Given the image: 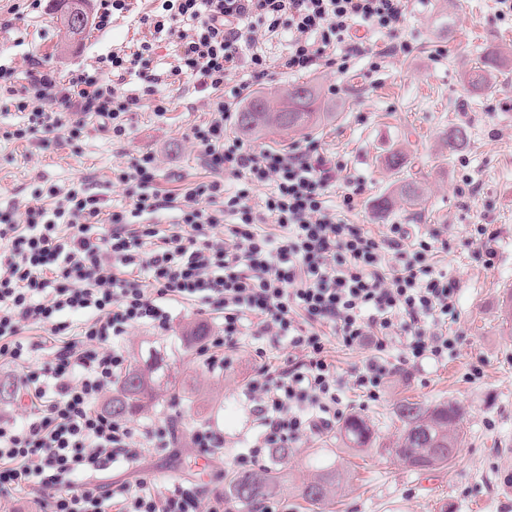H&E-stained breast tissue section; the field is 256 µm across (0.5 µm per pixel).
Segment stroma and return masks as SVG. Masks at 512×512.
<instances>
[{
	"instance_id": "1",
	"label": "stroma",
	"mask_w": 512,
	"mask_h": 512,
	"mask_svg": "<svg viewBox=\"0 0 512 512\" xmlns=\"http://www.w3.org/2000/svg\"><path fill=\"white\" fill-rule=\"evenodd\" d=\"M17 2L0 0V18L10 22L0 28V64L21 71L35 60L68 73L92 64L99 54L130 52L151 41L153 67L164 77L159 94L169 110L161 121L148 107L136 113L132 132L121 143L93 122L79 147H45L36 139H5L4 131L21 123L22 115L0 103V207L29 200L36 187H61L78 179L96 188L106 207L120 206L126 197L113 183L112 171L141 152L158 156L162 190L180 193L207 176L191 129L208 120L210 95L192 82L170 78L174 40L156 36L140 22L152 10L151 0H129V12L114 18L110 29L90 26L77 36L62 26L57 0L28 11L17 9ZM441 13L452 21L450 32L438 27ZM357 34L369 37L374 49L392 48L383 67L371 71L368 59L359 58L346 75L327 68L309 73L323 110L335 113V120L307 135L290 130L258 144L285 149L312 141L326 157L345 164L348 175L364 185L347 215L350 222L375 232L387 224H415L423 232L441 229L448 247L435 260L458 286L453 328L461 341L442 364L393 374L379 401L368 403L359 391H347L348 411L370 423L373 443L346 447L335 430L302 438L281 470L289 488L275 501L279 512H512V491L506 486L512 477V321L503 320L512 303V67L494 74L493 92L474 94L464 87L465 72L486 48L512 59V23L498 19L494 0H411L397 32L371 35L361 28ZM402 44L410 46V53L399 52ZM453 123L467 128L470 141L452 153L444 132ZM393 151L405 156L397 172L384 164ZM405 177L419 181L420 205H407L397 196ZM383 196L390 200L384 210L378 207ZM476 224L487 225L494 235L493 265L483 262L472 231ZM173 316L169 335L139 327L124 341L129 363H143L150 350H160L183 382L134 418L147 425L170 399L181 403L177 448L146 456L140 469L161 480L190 478L221 488L239 471L237 458L257 430L242 394L260 365L255 342L243 341L233 351L232 367L212 375L199 366L196 354H185L184 345L194 325L216 327L217 316L188 303L174 305ZM476 367L481 370L477 376L472 373ZM407 399L461 409L462 442L448 466L419 473L395 456L401 429L397 408ZM199 423L224 430L223 459L209 462L202 472L199 453L189 442ZM317 454L334 463L342 480L330 500L314 506L295 488L312 477L309 460Z\"/></svg>"
}]
</instances>
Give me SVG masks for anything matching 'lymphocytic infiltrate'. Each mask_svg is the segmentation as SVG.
Wrapping results in <instances>:
<instances>
[{"label": "lymphocytic infiltrate", "mask_w": 512, "mask_h": 512, "mask_svg": "<svg viewBox=\"0 0 512 512\" xmlns=\"http://www.w3.org/2000/svg\"><path fill=\"white\" fill-rule=\"evenodd\" d=\"M408 7L409 0H159L156 14L144 16L177 43L171 76L215 94L209 119L192 129L210 176L180 195L161 192L159 160L142 152L113 173L128 199L118 210L105 211L83 180L0 210V363L14 371L11 405L21 414L0 419L1 499L29 493L39 512H227L223 492L189 478L99 481L112 466L136 468L174 443L175 406L148 427L97 407L127 366L126 336L142 326L168 335L173 301L197 302L220 319L196 350L207 372L229 367L230 350L249 336L287 348L279 364L256 348L261 364L243 390L258 424L246 455L256 461L331 431L345 415L331 343L369 351L350 381L370 402L397 367L439 364L456 350L460 336L444 326L456 314L458 288L434 261L438 231L415 235L392 224L375 235L348 223L343 214L363 185L345 177L343 165L312 142L274 150L228 128L243 94L233 72L247 65L256 85L270 75L259 32L289 31L280 62L288 73L325 65L346 74L359 57L376 71L386 50L351 31L392 33ZM153 53L145 42L67 75L40 62L21 74L0 67V96L26 115L10 138L52 134L75 147L94 118L119 142L145 105L164 117ZM129 76L138 91L125 89ZM339 181L345 192L334 207L326 194ZM262 186L266 194L256 197ZM163 211L171 214L164 229L154 222ZM72 314L79 323L69 322ZM30 330L52 343L39 364ZM396 341L404 354L393 364L385 354Z\"/></svg>", "instance_id": "1"}]
</instances>
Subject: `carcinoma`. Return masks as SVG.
Wrapping results in <instances>:
<instances>
[{
	"mask_svg": "<svg viewBox=\"0 0 512 512\" xmlns=\"http://www.w3.org/2000/svg\"><path fill=\"white\" fill-rule=\"evenodd\" d=\"M507 66L509 63L500 54L494 51L485 54L467 74V89L478 93L490 92L493 72ZM318 99L315 87L307 82L294 84L286 95L278 98L255 91L236 113L235 123L240 133L246 136L314 128L336 117L334 112L317 111ZM445 138L448 149L457 150L468 143V132L463 127H453L445 133ZM397 192L412 206L421 198L420 187L413 180L401 181ZM169 370L164 357L151 352L143 366L126 371L118 380L116 395L112 396V415L120 418L137 415L155 404L156 385L162 380L167 387L176 389L180 381ZM397 417L402 428L394 453L404 464L426 471L445 467L455 459L461 444L462 421V414L456 406L440 403L423 407L406 400L399 406ZM340 435L353 448H362L373 442L372 429L358 415H350L343 420ZM278 480L276 470L268 466L236 472L224 487V499L235 512H258V508L270 499ZM340 480L339 472L326 466L302 484L299 495L312 505L321 504L333 495Z\"/></svg>",
	"mask_w": 512,
	"mask_h": 512,
	"instance_id": "1",
	"label": "carcinoma"
}]
</instances>
